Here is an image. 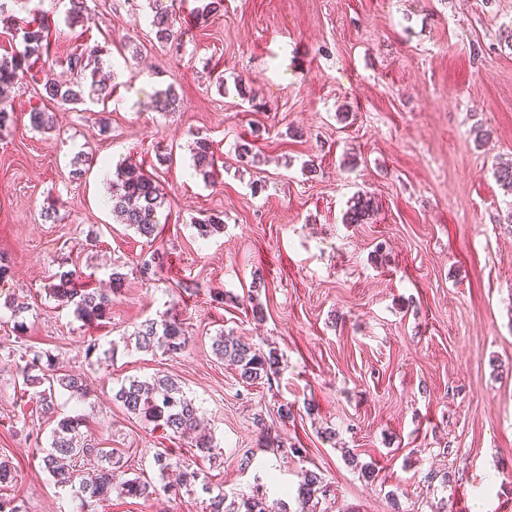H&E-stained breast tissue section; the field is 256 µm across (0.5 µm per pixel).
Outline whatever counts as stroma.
Instances as JSON below:
<instances>
[{
    "mask_svg": "<svg viewBox=\"0 0 512 512\" xmlns=\"http://www.w3.org/2000/svg\"><path fill=\"white\" fill-rule=\"evenodd\" d=\"M194 6L185 0L176 14L177 49L157 41L147 0H88L73 24L65 0H12L0 16L2 54L18 45L14 18L54 15L47 64L63 81L67 57L104 46L112 89L54 108L45 132L28 126L41 85L23 80L4 100L16 122L0 139L8 495L24 512H80L41 466L50 426L22 389L17 354L27 349L87 378L91 399L64 393L58 410L84 415L93 442L124 452L127 477L156 480V450L192 441L131 417L112 389L173 374L221 449L217 462L198 461L201 477L226 492L251 493L266 468L276 477L268 501L293 512L306 467L333 486L322 512H431L443 499L450 512H512V195L494 174L512 163V0H224L205 19ZM169 88L175 105L153 109ZM199 136L216 150L212 186L192 169ZM244 142L256 161H240ZM81 151L93 160L74 180ZM125 159L164 189L151 244L112 218L108 187ZM358 191L375 213L344 223ZM211 216L223 232L199 237L193 220ZM152 248L162 265L146 282L137 260ZM73 269L94 288L125 273L107 324L85 326L50 297ZM10 299L29 306L24 335ZM168 311L184 322L186 349L173 358L136 349L138 325ZM223 330L277 350L272 383H238L211 350ZM93 342L109 358H86ZM284 402L292 419L277 414ZM247 451L257 463L244 471ZM203 499L181 488L115 497L96 512H202Z\"/></svg>",
    "mask_w": 512,
    "mask_h": 512,
    "instance_id": "35a3bbf8",
    "label": "stroma"
}]
</instances>
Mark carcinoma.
<instances>
[{"mask_svg": "<svg viewBox=\"0 0 512 512\" xmlns=\"http://www.w3.org/2000/svg\"><path fill=\"white\" fill-rule=\"evenodd\" d=\"M176 0H149L152 11V25L162 43L178 40L174 30L173 11ZM51 22L41 19L19 28L22 50L11 55L0 56V87L15 84L27 75L25 64L34 58L40 60L49 56ZM101 49L94 44L83 51L69 56L68 67L76 73L73 81L59 83L52 70H43V100L49 104L66 106L84 101L89 91L103 98L111 95L109 86L96 79V69L91 64L98 63ZM29 123L35 130H48L52 116L48 107H34L29 112ZM193 169L196 175L210 185L215 183V159L212 141L199 137L192 144ZM164 205V194L155 178L142 171H131L119 167L112 181V215L119 224L135 230L146 240H154L158 235V213ZM374 213V201L367 195L358 194L349 200L345 213L348 224H365ZM198 235L207 238L224 229L218 217H209L194 225ZM125 282V274L116 270L111 273L110 292H101L84 286L81 276L73 271L62 272L58 282L48 288L50 296L57 301L74 307V314L83 324L102 325L108 322L115 295ZM136 348L144 352L159 351L168 356L181 353L189 342L183 322L165 313L158 319L142 322L134 332ZM211 348L216 358L226 360L236 366L242 383L254 385L279 372V356L273 349L268 351L260 346L242 342L232 332H219L211 338ZM23 385L37 388L36 397L41 414L51 419L54 427L50 430L48 446L41 449V461L56 483L70 487L73 497L82 507L90 508L111 500L112 495L131 499H147L158 491L167 492L170 486L164 484L166 473L172 468L179 471L181 485L190 487L200 477L195 462L175 453L170 448L159 450L154 455V465L159 474L158 486L137 476L123 477L124 460L113 448H99L90 443L82 431L85 418L79 414L57 413V393L65 390L77 399H85L90 391L84 378L79 374L60 373L53 360L42 359L35 352L22 369ZM112 399L130 415L166 431L169 436L194 435L195 448L200 457L217 459L212 437L201 430L198 408L194 400L183 391L180 383L168 375H159L153 381L142 382L127 379L113 390ZM94 456L98 461L96 473L89 478L77 475L78 460ZM258 484L252 494L240 496L228 494L224 490H214L202 484V491L209 495L206 512H267L264 484L261 476H256ZM332 491L322 472L305 468L299 473V482L293 512H317L319 500L327 498Z\"/></svg>", "mask_w": 512, "mask_h": 512, "instance_id": "obj_1", "label": "carcinoma"}]
</instances>
